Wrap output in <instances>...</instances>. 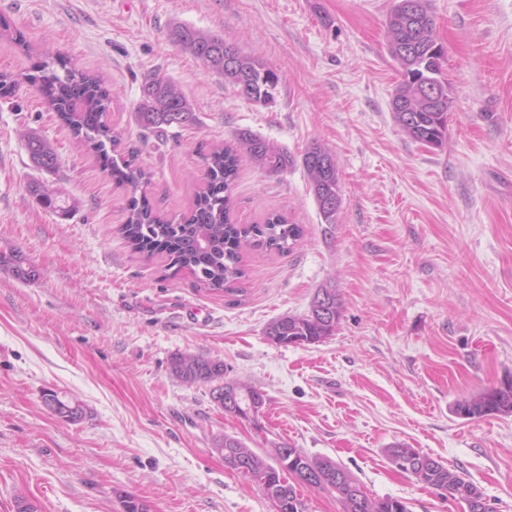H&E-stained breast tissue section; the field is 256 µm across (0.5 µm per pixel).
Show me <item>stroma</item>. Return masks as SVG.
<instances>
[{
    "label": "stroma",
    "mask_w": 512,
    "mask_h": 512,
    "mask_svg": "<svg viewBox=\"0 0 512 512\" xmlns=\"http://www.w3.org/2000/svg\"><path fill=\"white\" fill-rule=\"evenodd\" d=\"M392 0H0V253L21 251L30 280L0 265V512H119L129 493L152 512H272L261 488L228 470L216 437L261 455L286 442L342 464L375 499L410 512H463L391 464L402 444L474 483L512 512V415L469 420L460 400L512 377V0H430L455 93L448 140H410L391 112L400 74L386 46ZM176 25L223 37L280 75L273 103L240 97L173 44ZM66 55L112 90L121 152L151 175L145 192L180 220L207 181L204 153L251 131L292 154L336 155L342 203L322 223L302 167L277 175L242 156L233 218L286 214L304 227L288 254L242 251L239 291L165 274L163 256L119 233L129 196L99 159L75 149L35 82ZM158 73L193 103L195 125L138 126L141 84ZM54 143L43 177L22 134ZM70 204L29 193L37 178ZM343 315L313 345H276L266 326L308 312L322 286ZM224 363L261 391L258 422L224 413L211 386L169 372L174 354ZM54 389L87 408L70 424L44 407Z\"/></svg>",
    "instance_id": "obj_1"
}]
</instances>
